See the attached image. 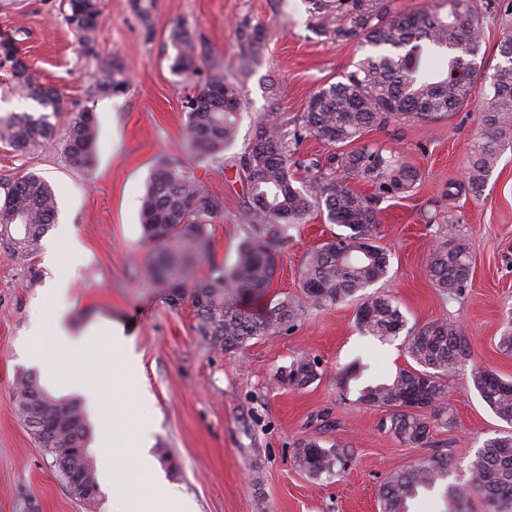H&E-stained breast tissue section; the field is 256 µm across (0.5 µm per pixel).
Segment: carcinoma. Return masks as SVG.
<instances>
[{
    "instance_id": "1",
    "label": "carcinoma",
    "mask_w": 512,
    "mask_h": 512,
    "mask_svg": "<svg viewBox=\"0 0 512 512\" xmlns=\"http://www.w3.org/2000/svg\"><path fill=\"white\" fill-rule=\"evenodd\" d=\"M66 20L75 24L79 44L96 54L100 24L97 0H66ZM391 0H308L316 28L336 42L359 39L374 52L355 70L312 94L299 124L288 128L276 112H268L238 158L247 180L249 206L242 212L243 235L235 261L227 268L210 266L204 278L195 275L199 262L214 247L213 223L224 220V201L209 191L180 156L156 162L141 197L142 238L150 247L148 260L135 277L168 288L167 299L177 304L189 299L197 317V332L214 348L224 351L259 336H272L294 327L295 305L283 299L261 314L248 311L247 302L260 298L274 279L280 249L288 230L305 223L312 209L326 213L331 224L350 233L313 248L299 274L300 288L315 305H336L386 276L389 254L376 244L377 198H395L413 191L419 171L398 152L360 140L373 128L397 118L430 122L447 117L472 98L481 99V129L470 150L463 180L448 182V197L464 190L474 196L486 186L501 152L512 143V36L497 45L502 63L489 89L477 85L478 56L484 41V21L471 0H446L438 9L393 11ZM264 35L260 28L240 27L237 78L213 70L196 83L187 99L188 119L184 147L198 161L219 160L236 137L241 106V83L246 78ZM171 70L197 72V47L189 30L173 27ZM0 69L11 73L10 87L38 103L35 116L0 117V142L18 151L51 141L55 124L50 118L67 110L60 90L17 66L14 49L0 44ZM97 89L105 94L125 88L127 77L109 57L99 59ZM98 124L89 109L72 113L61 147L69 163L80 169L93 162ZM315 136L334 147L326 159L304 157L297 146ZM302 171L299 179L295 172ZM342 172L336 178V172ZM367 179L377 196H363L347 180ZM57 216V199L50 184L35 174L0 183V248L23 266L31 264L41 240ZM428 270L441 295L454 299L467 286L470 259L466 245L455 242L453 227L444 240L432 245ZM356 323L361 331L381 341L398 336L406 327L399 306L385 294L363 298ZM468 336L443 319L408 332L406 352L414 366L399 370L387 381L359 390L363 403L385 408L387 432L411 448L426 445L432 431L449 427L445 396L447 378L468 356ZM482 401L501 420L512 424V381L487 368L471 370ZM318 377L317 363L304 356L282 370L276 381L303 388ZM20 419L37 447L62 480L75 476L96 483L94 461L88 450L91 425L77 398L57 397L31 373L18 377L13 393ZM432 409L430 418L418 414ZM344 452L325 448L314 438L300 442L295 455L301 469L312 476L330 474L343 464ZM449 457L433 455L415 466L395 469L379 493L381 512H410L421 490L446 485L448 512H470L469 494L484 501L488 512H512V433L490 438L470 460V487L462 491L447 483Z\"/></svg>"
}]
</instances>
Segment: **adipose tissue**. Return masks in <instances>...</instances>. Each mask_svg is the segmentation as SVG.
Segmentation results:
<instances>
[{"mask_svg":"<svg viewBox=\"0 0 512 512\" xmlns=\"http://www.w3.org/2000/svg\"><path fill=\"white\" fill-rule=\"evenodd\" d=\"M53 319V334L45 336L42 316H35L29 332L26 356L31 364L46 363L50 354L61 353L74 360L99 362L110 359L112 347L125 348L120 376L132 382L137 378L136 357L130 349L131 341L121 326L108 330L109 346H102L95 333L72 335L63 321L69 308L68 289L64 281H53L46 297ZM67 390L81 394L95 413L97 452L104 481L119 489L135 486L126 512H158V503H168L167 512H191L180 493L163 487L155 478V467L149 453L153 430L149 420L122 414L119 409L121 394L108 390L111 376L105 371L88 369L66 372Z\"/></svg>","mask_w":512,"mask_h":512,"instance_id":"1","label":"adipose tissue"}]
</instances>
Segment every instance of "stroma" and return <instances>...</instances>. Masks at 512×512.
<instances>
[{
    "mask_svg": "<svg viewBox=\"0 0 512 512\" xmlns=\"http://www.w3.org/2000/svg\"><path fill=\"white\" fill-rule=\"evenodd\" d=\"M488 2L473 0L484 16L477 76L484 87L500 61L499 41L512 35V16L489 12ZM100 10L96 49L116 59L129 78L113 94L96 91L94 61L65 20L64 0H0V40L15 47L24 68L59 87L72 109L92 110L99 126L88 169L71 166L57 146L21 153L0 144V182L36 173L58 202V226L43 237L31 267L0 250V512H122L117 494L105 495L93 509L71 496L15 409L16 379L28 369L23 347L34 306L57 278L69 288L73 333L115 323L130 337L139 373L136 383L122 385L123 405L152 420L156 466L194 512H380L379 488L389 474L436 453L452 460L449 483L467 487L470 458L508 429L481 400L470 371L483 366L512 380V351L499 346L512 312V148L502 153L480 197L443 195L449 181L461 178L480 131L479 99L447 119L402 120L363 137L398 150L420 173L412 192L377 204L376 240L389 252L390 267L372 291L398 303L408 328L445 319L469 340L446 397L452 427L436 433L435 445L410 448L381 430L385 409L358 399L362 385L407 367L405 336L382 343L362 335L360 298L322 306L302 299L299 267L306 252L346 232L325 214L312 212L292 228L259 302L263 308L286 298L300 302L295 327L233 351L212 348L199 336L190 301L169 305L165 289L128 275L148 252L139 221L146 179L159 156L183 155L186 103L199 78L213 69L236 76L240 22L260 27L265 38L243 83L236 140L221 168L195 171L224 197L211 259L227 266L235 260L239 218L248 205L238 157L262 116L276 112L298 124L310 96L354 70L368 47L316 32L307 0H153L148 26L136 0H100ZM177 24L196 38V74L169 69L167 37ZM448 220L466 243L471 266L467 288L451 301L428 271L430 244ZM72 241L84 251L76 264L62 258ZM302 355L318 361L317 379L302 389L279 386L276 373ZM358 367L360 380L342 385L343 372ZM308 438L327 448L339 445L347 466L319 477L302 470L295 454Z\"/></svg>",
    "mask_w": 512,
    "mask_h": 512,
    "instance_id": "obj_1",
    "label": "stroma"
}]
</instances>
